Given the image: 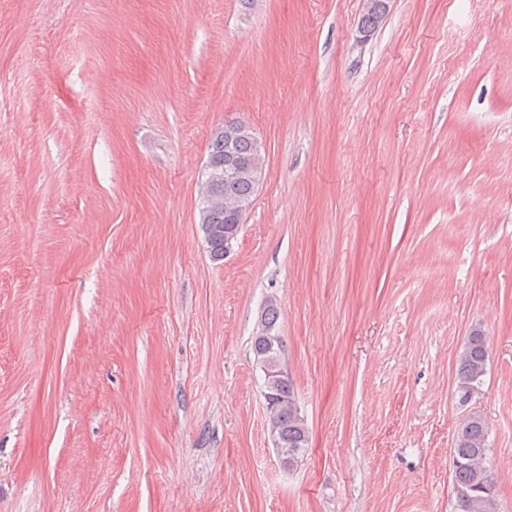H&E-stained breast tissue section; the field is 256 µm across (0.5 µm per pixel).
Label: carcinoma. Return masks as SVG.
<instances>
[{"instance_id": "cac0c4a2", "label": "carcinoma", "mask_w": 512, "mask_h": 512, "mask_svg": "<svg viewBox=\"0 0 512 512\" xmlns=\"http://www.w3.org/2000/svg\"><path fill=\"white\" fill-rule=\"evenodd\" d=\"M224 133L212 131L207 163L214 176L201 184L200 224L212 260L224 257V241L236 240L239 231L225 214L233 200H255V181L262 179L265 153L255 134L245 131L233 143V152L242 168L232 182L224 181ZM280 311L268 301L251 337L254 360L261 370L281 361L283 337L278 332ZM488 342L480 329L470 332L460 352L456 368V393L468 402L480 393L487 372ZM264 393L271 399L267 421L274 447L281 453V466L294 469L309 447V432L298 411L297 397L289 377L264 379ZM488 424L479 413H470L458 424L453 438L452 483L454 512H496V480L488 461Z\"/></svg>"}]
</instances>
